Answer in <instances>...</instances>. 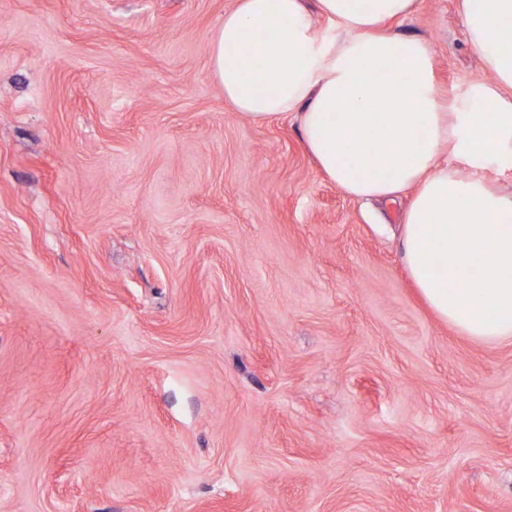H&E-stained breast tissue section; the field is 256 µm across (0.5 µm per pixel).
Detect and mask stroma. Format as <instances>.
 <instances>
[{
	"label": "stroma",
	"instance_id": "obj_1",
	"mask_svg": "<svg viewBox=\"0 0 512 512\" xmlns=\"http://www.w3.org/2000/svg\"><path fill=\"white\" fill-rule=\"evenodd\" d=\"M459 0L392 32L492 81ZM235 0H0V512H512V340L441 323L395 201L225 101Z\"/></svg>",
	"mask_w": 512,
	"mask_h": 512
}]
</instances>
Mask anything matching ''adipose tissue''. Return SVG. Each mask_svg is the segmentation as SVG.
Returning a JSON list of instances; mask_svg holds the SVG:
<instances>
[{"mask_svg": "<svg viewBox=\"0 0 512 512\" xmlns=\"http://www.w3.org/2000/svg\"><path fill=\"white\" fill-rule=\"evenodd\" d=\"M418 7L236 0L210 34L212 76L254 121L295 115L307 150L347 195L391 201L413 190L402 253L421 298L459 335L509 340L512 192L485 172L512 170V0H461L467 39L494 79L453 95L437 87L426 42L382 30Z\"/></svg>", "mask_w": 512, "mask_h": 512, "instance_id": "adipose-tissue-1", "label": "adipose tissue"}]
</instances>
